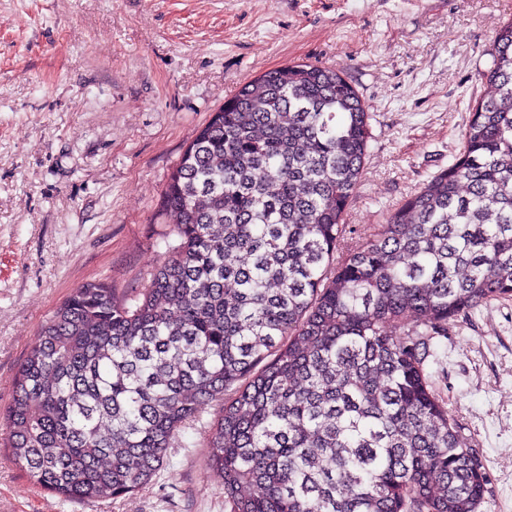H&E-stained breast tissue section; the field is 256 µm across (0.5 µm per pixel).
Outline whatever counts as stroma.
<instances>
[{"mask_svg": "<svg viewBox=\"0 0 512 512\" xmlns=\"http://www.w3.org/2000/svg\"><path fill=\"white\" fill-rule=\"evenodd\" d=\"M512 0H0V414L14 376L73 288H143L167 256L159 197L209 115L293 62L333 67L370 112L368 153L336 255L462 147L488 49ZM512 512V297L448 325L428 358ZM213 401L145 487L83 504L49 494L0 447V512H225L202 432Z\"/></svg>", "mask_w": 512, "mask_h": 512, "instance_id": "stroma-1", "label": "stroma"}]
</instances>
